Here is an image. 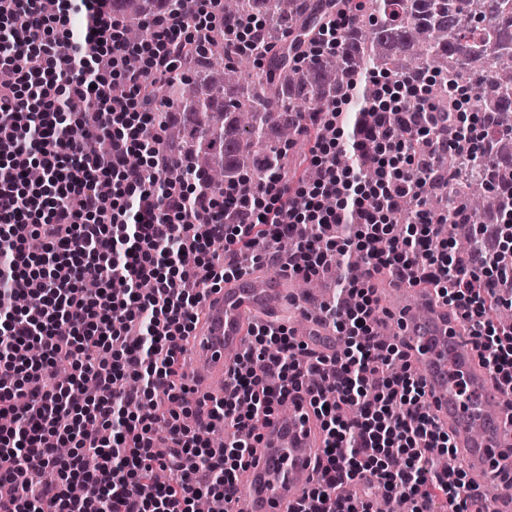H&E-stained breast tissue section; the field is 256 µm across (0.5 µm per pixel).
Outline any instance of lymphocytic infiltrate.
I'll use <instances>...</instances> for the list:
<instances>
[{
    "instance_id": "f902f5d3",
    "label": "lymphocytic infiltrate",
    "mask_w": 512,
    "mask_h": 512,
    "mask_svg": "<svg viewBox=\"0 0 512 512\" xmlns=\"http://www.w3.org/2000/svg\"><path fill=\"white\" fill-rule=\"evenodd\" d=\"M322 2L314 23L276 47L262 39L259 12L227 27L221 0H57L51 15L42 0H0V69L14 72L0 83V296L28 298L22 311L0 306V416L13 420L0 428V512H195L201 499L225 512L253 438L293 393L316 413L324 450L317 482L291 512H375L377 489L411 500V512L439 502L489 512L465 469L437 467V453L458 450L406 351L377 331L371 278L387 271L432 290L512 395V343L487 320L491 302L512 307V161L498 165L508 205L493 221L472 224L463 209L455 217L473 226L468 254L436 240L443 216L417 198L420 179H440L448 155L512 137V119L466 118L467 85L419 70L370 79V101L349 124L352 75L316 123L313 180L240 176L217 197L184 173L156 125L175 60L213 38L228 59L248 49L261 62L277 54L297 64L335 50L359 9ZM131 3L150 32L135 69L124 40ZM74 14L82 32L69 27ZM116 80L125 95L113 96ZM343 151L356 164L341 165ZM34 165L42 181L27 180ZM168 171L175 184H161ZM408 196L417 204L398 238ZM284 238L293 245L281 268L294 277L364 257L325 310L341 347L323 358L286 325L253 322L223 397L195 396L182 359L206 289L259 266ZM91 267L98 288L85 294ZM63 360L73 367L66 385ZM217 423L228 432L220 448L205 437ZM163 432L172 445L159 451ZM156 468L174 471V482L153 483Z\"/></svg>"
}]
</instances>
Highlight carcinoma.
Instances as JSON below:
<instances>
[{
    "instance_id": "obj_1",
    "label": "carcinoma",
    "mask_w": 512,
    "mask_h": 512,
    "mask_svg": "<svg viewBox=\"0 0 512 512\" xmlns=\"http://www.w3.org/2000/svg\"><path fill=\"white\" fill-rule=\"evenodd\" d=\"M266 39L279 44L297 33L321 5L316 0H261ZM224 21L232 23L255 8V0H223ZM361 15L367 30L340 51L302 66L272 62L254 74L244 59L224 58L217 41L200 54H187L183 66L204 73L221 69L224 79L193 89L187 75L175 72L157 115L164 141L189 168L202 174L212 192L242 174L259 175L281 166L278 145L295 141L290 112H326L345 89L350 67L401 74L413 69L446 72L476 85L486 110L512 105V0H367ZM456 182L423 184L422 197L435 211L452 205L464 189L471 217L492 215L501 199L494 187L475 176L472 164L452 159Z\"/></svg>"
}]
</instances>
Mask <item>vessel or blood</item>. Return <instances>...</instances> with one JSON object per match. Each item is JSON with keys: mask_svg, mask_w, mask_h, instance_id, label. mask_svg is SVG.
<instances>
[{"mask_svg": "<svg viewBox=\"0 0 512 512\" xmlns=\"http://www.w3.org/2000/svg\"><path fill=\"white\" fill-rule=\"evenodd\" d=\"M288 281L284 274L260 287L245 274L207 292L203 315L186 345L197 390L223 395L229 354L239 349L253 317L281 315ZM409 292L407 282L395 281L376 295L399 322V342L410 355L431 414L452 435L475 483L495 488L492 504L498 510L512 498L505 476L491 465L499 452L512 448L502 391L475 352L464 349L447 307L427 294L410 298ZM322 303L318 296L302 302L305 319L297 335L308 347L330 354L339 338L317 316ZM321 455L322 435L312 409L288 399L262 428L249 465L224 504L226 512H289L315 484Z\"/></svg>", "mask_w": 512, "mask_h": 512, "instance_id": "b4317fda", "label": "vessel or blood"}]
</instances>
